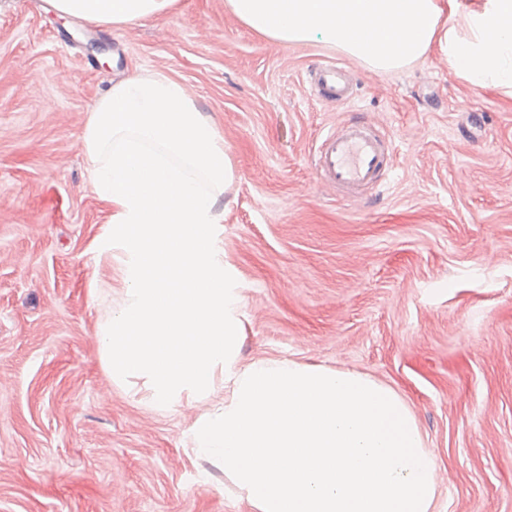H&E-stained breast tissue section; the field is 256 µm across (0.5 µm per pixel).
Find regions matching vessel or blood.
I'll list each match as a JSON object with an SVG mask.
<instances>
[{
  "label": "vessel or blood",
  "instance_id": "obj_1",
  "mask_svg": "<svg viewBox=\"0 0 512 512\" xmlns=\"http://www.w3.org/2000/svg\"><path fill=\"white\" fill-rule=\"evenodd\" d=\"M312 96L321 102L344 104L356 95L353 73L340 59L323 57L306 70ZM395 148L368 116L356 115L331 127L317 148L315 171L329 193L349 202L366 201L394 167Z\"/></svg>",
  "mask_w": 512,
  "mask_h": 512
}]
</instances>
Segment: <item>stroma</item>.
Here are the masks:
<instances>
[{"label":"stroma","instance_id":"35a3bbf8","mask_svg":"<svg viewBox=\"0 0 512 512\" xmlns=\"http://www.w3.org/2000/svg\"><path fill=\"white\" fill-rule=\"evenodd\" d=\"M224 2L107 29L58 20L50 0H0V512H253L190 451L213 400L157 407L100 361L123 263L94 248L107 215L79 135L134 73L181 81L224 134L240 366L371 377L436 458L433 512H512V96L436 51L385 73L348 58L356 98L326 105L305 70L336 49L267 40ZM350 112L395 146L361 207L314 169L320 132Z\"/></svg>","mask_w":512,"mask_h":512}]
</instances>
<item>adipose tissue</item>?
<instances>
[{"label": "adipose tissue", "mask_w": 512, "mask_h": 512, "mask_svg": "<svg viewBox=\"0 0 512 512\" xmlns=\"http://www.w3.org/2000/svg\"><path fill=\"white\" fill-rule=\"evenodd\" d=\"M60 16L122 27L174 11L178 0H52ZM268 40H317L375 70L440 49L477 86L512 87V0H225Z\"/></svg>", "instance_id": "obj_1"}]
</instances>
